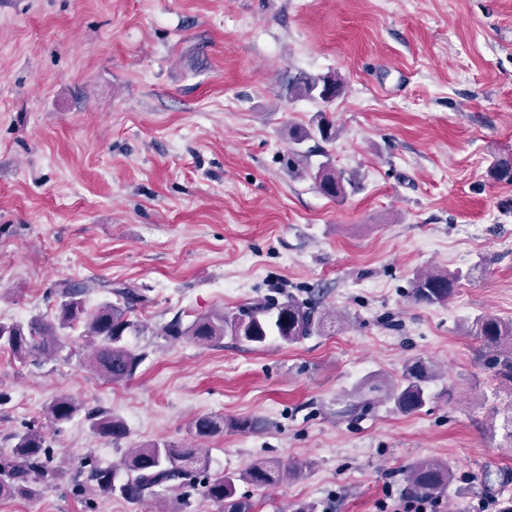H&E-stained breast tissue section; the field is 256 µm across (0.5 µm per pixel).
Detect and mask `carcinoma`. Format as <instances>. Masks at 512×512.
I'll use <instances>...</instances> for the list:
<instances>
[{
    "label": "carcinoma",
    "instance_id": "carcinoma-1",
    "mask_svg": "<svg viewBox=\"0 0 512 512\" xmlns=\"http://www.w3.org/2000/svg\"><path fill=\"white\" fill-rule=\"evenodd\" d=\"M344 91L334 73H299L288 81V96L328 105ZM337 137L334 121L319 113L309 127H292L289 139L295 145L308 140L329 143ZM319 162L314 179L320 190L331 198H343L347 188L355 187L356 177L336 170L328 154ZM456 275L435 269L417 275L409 297L417 304L446 305L455 293ZM115 293V302L107 301L89 313L85 295L89 288ZM57 296V322L47 323L34 318L27 322L0 321V349L11 352L22 361L39 365L52 358L62 338V331L76 324L84 325L83 337L89 348L82 363L112 383L132 378L142 357L124 343V337L141 331V325L130 318L144 296L135 288L112 289L110 281H68L54 285ZM338 317L322 311L293 295L283 301L273 298L257 301L238 312H214L197 316L188 324L174 316L160 328L163 336H187L198 343H209L230 336L252 348H261L274 338L283 344H294L336 322ZM466 332L496 350L495 365L502 373L512 375V320L482 315L466 325ZM440 378L436 365L424 358L406 362L397 382L388 383L384 397L396 411L410 414L422 410L432 399L430 384ZM85 413L90 427L99 436L114 444L127 437L122 419L104 412L83 411V405L69 395H58L46 405V421L53 427L70 422ZM199 438H208L224 430V420L201 416L193 423ZM10 453L0 454V498H31L47 483L67 482L77 491L87 489L105 497H120L139 504L149 497L172 495L183 501L187 489L201 487L202 499L217 505L220 512H253L252 504L237 496L241 482L256 488L280 484L306 472L308 464H271L258 460L241 472L209 475L210 455L206 448H185L171 442H154L134 448L120 462L110 466L96 464L87 452L74 465L63 470L53 461L45 447L43 432L28 428L14 435ZM454 469L450 462L425 459L413 463L405 474L409 495L415 498H439L453 483Z\"/></svg>",
    "mask_w": 512,
    "mask_h": 512
}]
</instances>
